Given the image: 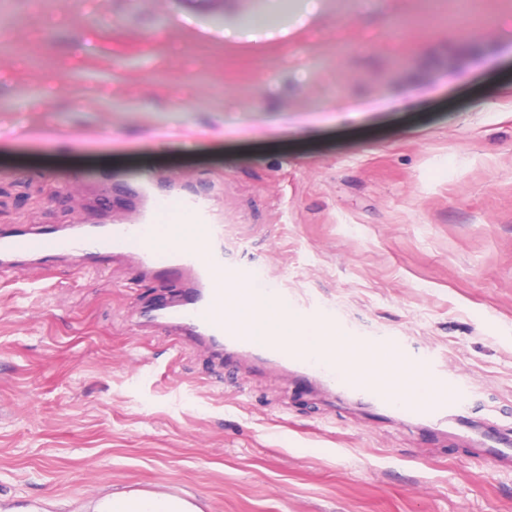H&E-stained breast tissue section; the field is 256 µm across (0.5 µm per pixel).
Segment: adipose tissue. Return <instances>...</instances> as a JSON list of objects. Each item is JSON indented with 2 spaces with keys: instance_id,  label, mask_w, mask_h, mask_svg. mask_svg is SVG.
Instances as JSON below:
<instances>
[{
  "instance_id": "obj_1",
  "label": "adipose tissue",
  "mask_w": 512,
  "mask_h": 512,
  "mask_svg": "<svg viewBox=\"0 0 512 512\" xmlns=\"http://www.w3.org/2000/svg\"><path fill=\"white\" fill-rule=\"evenodd\" d=\"M238 307L247 318V327L254 335L277 336L298 347L313 350L320 346L324 328L317 319L285 313L263 295L242 290ZM93 512H201L189 493L171 494L153 491L114 492L101 496Z\"/></svg>"
}]
</instances>
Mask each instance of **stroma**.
Instances as JSON below:
<instances>
[{"label": "stroma", "mask_w": 512, "mask_h": 512, "mask_svg": "<svg viewBox=\"0 0 512 512\" xmlns=\"http://www.w3.org/2000/svg\"><path fill=\"white\" fill-rule=\"evenodd\" d=\"M0 0V227L100 209L165 176L207 191L226 267L398 336L468 381L424 431L264 365L172 353L176 297L116 260L0 278V499L74 512L115 490L203 512H512V0ZM425 88L413 110L386 107ZM364 102L360 117L326 107ZM303 124L299 147L249 136ZM65 151V162L55 154Z\"/></svg>", "instance_id": "35a3bbf8"}]
</instances>
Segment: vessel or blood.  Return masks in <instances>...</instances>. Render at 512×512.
<instances>
[{"instance_id":"vessel-or-blood-1","label":"vessel or blood","mask_w":512,"mask_h":512,"mask_svg":"<svg viewBox=\"0 0 512 512\" xmlns=\"http://www.w3.org/2000/svg\"><path fill=\"white\" fill-rule=\"evenodd\" d=\"M134 218L124 224H68L33 227L18 224L0 229V274L19 273L30 263L72 261L90 271L116 259L132 261L139 275L175 282L177 297L162 307L140 313L142 321L159 324L175 337H189L218 358H247L292 372L329 390L428 430L465 419L469 386L449 377L434 357L410 351L396 336L350 337L325 309L310 315L326 325L329 334L353 341L361 349L390 353L393 369L385 376L353 368L341 373L326 351H306L286 341L251 335L228 304L239 288H260L283 310L293 311L287 294L262 286L254 266H224V227L219 224L208 195L178 190L156 180L132 188ZM196 224L198 235L190 242L159 245L161 220Z\"/></svg>"}]
</instances>
